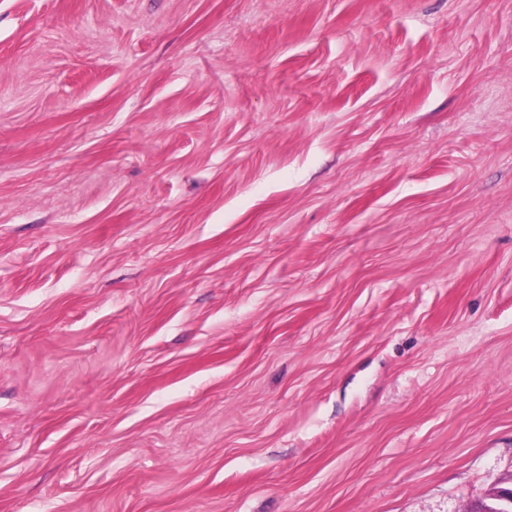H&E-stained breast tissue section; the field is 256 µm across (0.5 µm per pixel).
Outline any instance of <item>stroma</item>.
<instances>
[{
	"instance_id": "35a3bbf8",
	"label": "stroma",
	"mask_w": 512,
	"mask_h": 512,
	"mask_svg": "<svg viewBox=\"0 0 512 512\" xmlns=\"http://www.w3.org/2000/svg\"><path fill=\"white\" fill-rule=\"evenodd\" d=\"M511 486L512 0H0V512Z\"/></svg>"
}]
</instances>
